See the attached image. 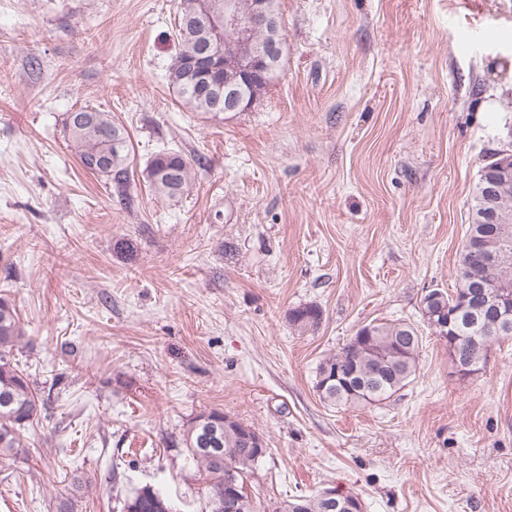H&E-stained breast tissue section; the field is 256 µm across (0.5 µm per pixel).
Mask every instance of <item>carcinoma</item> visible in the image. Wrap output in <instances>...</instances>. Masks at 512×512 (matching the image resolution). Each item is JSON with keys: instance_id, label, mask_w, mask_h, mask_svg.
<instances>
[{"instance_id": "1", "label": "carcinoma", "mask_w": 512, "mask_h": 512, "mask_svg": "<svg viewBox=\"0 0 512 512\" xmlns=\"http://www.w3.org/2000/svg\"><path fill=\"white\" fill-rule=\"evenodd\" d=\"M196 15V0H180L176 25V53L167 70L169 84L181 102L193 112L216 117L224 110V84L202 92L190 74L189 63L200 50L203 33L191 24ZM89 121L77 123L75 117ZM65 132L70 147L81 166L94 158L107 162L105 179L112 182L121 197L131 184L129 134L112 119L109 112L81 107L68 114ZM179 151H161L147 164L143 177L149 189L169 200L181 196L188 187L193 164ZM512 166V153H493L482 167L471 197V217L466 238L459 251L457 279L453 293L433 289L423 296L422 315L437 336L448 344V354L462 377L475 374L485 363L488 348L503 340L496 327L468 316V294L476 284L499 280L498 272L488 266L483 255L506 248L512 252V177L492 204H487L485 184L495 176V169ZM492 207L498 219L485 223L483 213ZM322 319L316 306L289 311L288 323L297 330L315 331ZM25 339L17 308L8 297L0 296V458L17 455L22 450L25 431L41 414L51 408V396L39 389L30 374L14 358L16 347ZM421 338L417 328L404 321L370 322L360 327L349 342L334 355L322 359L316 370V389L323 400L349 407H366L381 402L403 389L416 376ZM242 423L224 425V413L203 412L189 423L184 442L200 463L209 494V512H231L224 495L225 467L235 469L237 489L244 500L243 512H254L246 490V477L261 459L240 440ZM218 432L219 453L203 449L206 431ZM171 501L151 486L135 488L124 500L122 512H168ZM283 512H343L329 507L316 493L289 501Z\"/></svg>"}]
</instances>
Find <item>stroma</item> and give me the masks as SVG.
I'll use <instances>...</instances> for the list:
<instances>
[{
    "instance_id": "35a3bbf8",
    "label": "stroma",
    "mask_w": 512,
    "mask_h": 512,
    "mask_svg": "<svg viewBox=\"0 0 512 512\" xmlns=\"http://www.w3.org/2000/svg\"><path fill=\"white\" fill-rule=\"evenodd\" d=\"M178 6L0 0V288L16 359L57 395L39 455L0 461V512H122L145 484L208 512L184 435L213 409L265 440L255 512L328 487L365 512H512V339L464 378L421 313L455 288L487 156L512 150V0H280L278 79L209 119L167 81ZM84 105L130 136L127 203L64 137ZM164 150L201 160L175 201L142 177ZM310 304L319 328L290 326ZM393 320L421 336L414 379L324 401L319 362Z\"/></svg>"
}]
</instances>
